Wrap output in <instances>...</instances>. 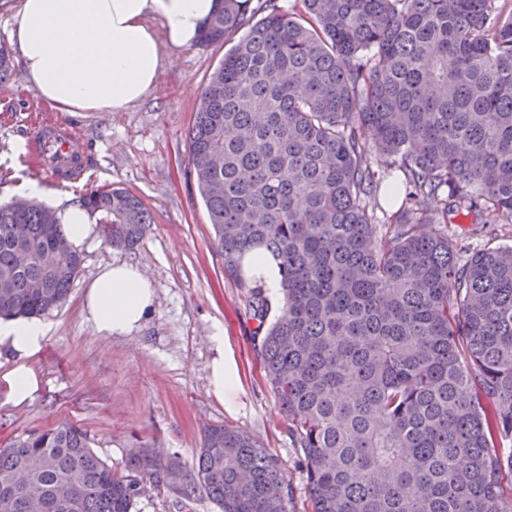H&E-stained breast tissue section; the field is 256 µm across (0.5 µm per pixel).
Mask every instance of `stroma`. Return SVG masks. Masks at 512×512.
Here are the masks:
<instances>
[{
	"instance_id": "stroma-1",
	"label": "stroma",
	"mask_w": 512,
	"mask_h": 512,
	"mask_svg": "<svg viewBox=\"0 0 512 512\" xmlns=\"http://www.w3.org/2000/svg\"><path fill=\"white\" fill-rule=\"evenodd\" d=\"M226 45L164 50L157 90L124 112H58L23 79L0 85V203L30 195L55 206L77 201L87 188L112 185L137 196L153 216L135 250L95 240L65 303L43 314L41 348L27 364L38 379L21 404L10 397L15 355L0 345V448L32 431L69 421L91 437L94 452L120 475L131 453L148 448L191 470L206 426L246 431L276 456L295 488L292 512H311L300 452L268 386L258 346V322L247 294L224 272L213 246L209 214L190 171L187 135L200 106L201 89L219 66ZM56 121L75 128L74 150L87 163L71 180L29 166L31 126ZM448 236L466 252L512 245V224H477L458 216ZM142 266L155 288L153 310L126 336L95 331L84 312L85 293L102 268ZM222 330L223 347L212 334ZM234 362L238 384L215 397L209 364L216 353ZM132 512H219L198 492L183 496L147 485Z\"/></svg>"
}]
</instances>
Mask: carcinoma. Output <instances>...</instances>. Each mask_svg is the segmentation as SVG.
<instances>
[{
  "label": "carcinoma",
  "mask_w": 512,
  "mask_h": 512,
  "mask_svg": "<svg viewBox=\"0 0 512 512\" xmlns=\"http://www.w3.org/2000/svg\"><path fill=\"white\" fill-rule=\"evenodd\" d=\"M251 2L221 0L200 34L231 47L189 160L224 271L265 327L313 512H512V245L462 263L425 230L462 210L512 224V0ZM373 148L409 187L382 219ZM78 203L115 249L152 223L122 188ZM256 251L280 276L269 324ZM82 262L57 210L0 204V319L60 307ZM145 477L221 512H291L278 459L223 424L204 430L189 476L146 448L117 475L70 422L0 448V491L26 484L33 512H131Z\"/></svg>",
  "instance_id": "obj_1"
}]
</instances>
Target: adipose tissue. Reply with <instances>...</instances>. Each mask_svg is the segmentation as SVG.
<instances>
[{
	"label": "adipose tissue",
	"mask_w": 512,
	"mask_h": 512,
	"mask_svg": "<svg viewBox=\"0 0 512 512\" xmlns=\"http://www.w3.org/2000/svg\"><path fill=\"white\" fill-rule=\"evenodd\" d=\"M219 0H17L9 18V42L24 80L60 112H123L157 86L162 47L196 44ZM67 240L82 250L97 226L81 206L59 209ZM155 290L138 267L104 268L85 295L87 319L97 332L125 336L153 309ZM47 329L36 320L0 321V344L16 354L11 373L15 402L37 385L25 360Z\"/></svg>",
	"instance_id": "ef3b65f1"
}]
</instances>
